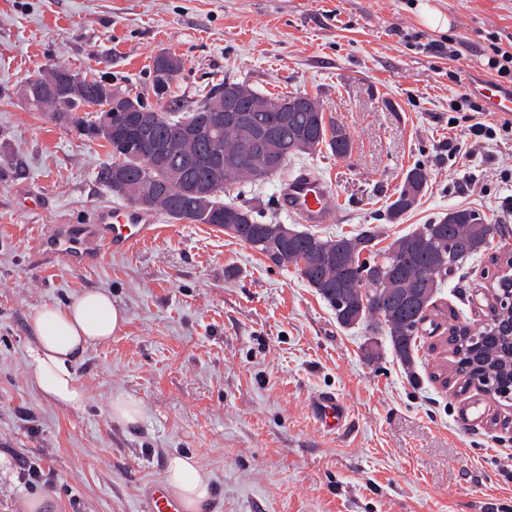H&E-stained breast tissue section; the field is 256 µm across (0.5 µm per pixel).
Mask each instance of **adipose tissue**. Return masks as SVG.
<instances>
[{
	"mask_svg": "<svg viewBox=\"0 0 512 512\" xmlns=\"http://www.w3.org/2000/svg\"><path fill=\"white\" fill-rule=\"evenodd\" d=\"M125 321V311L111 293L99 290L84 292L61 306L37 310L30 319L36 344L29 367L39 391L64 407L82 409L85 396L75 361L89 346L111 339ZM166 480L186 512H196L209 496L208 478L192 457H172Z\"/></svg>",
	"mask_w": 512,
	"mask_h": 512,
	"instance_id": "adipose-tissue-1",
	"label": "adipose tissue"
}]
</instances>
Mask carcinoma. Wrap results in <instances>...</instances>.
Wrapping results in <instances>:
<instances>
[{
  "instance_id": "1",
  "label": "carcinoma",
  "mask_w": 512,
  "mask_h": 512,
  "mask_svg": "<svg viewBox=\"0 0 512 512\" xmlns=\"http://www.w3.org/2000/svg\"><path fill=\"white\" fill-rule=\"evenodd\" d=\"M84 97L92 98L97 89L95 76L72 72ZM47 107L52 116L79 131L90 121L78 112L72 100L60 102L49 91L36 102ZM155 133L163 141L179 143L166 167L151 170L144 166L127 168L128 185L143 192L161 185L165 194L155 206L175 220L209 224L220 230L234 229L233 237L260 252L276 266L292 265L301 278L314 288L329 305L342 327L377 323L389 337L396 358L409 374L415 373V347L419 323L427 318L429 307L448 269V256L456 268L467 265L474 257L488 251L491 227L487 220L470 209H452L447 214L414 231L399 236L377 261H360L363 251L372 247L377 230L367 227L361 232L336 237L320 236L306 230L283 242L285 225L259 222L252 211L224 200V187L248 181L247 173L227 165L212 166L208 146L185 139L173 112L158 113ZM262 127L278 129L271 143L279 165L300 153L316 150L320 145L341 156L351 148L346 132L325 120L322 112H290L283 123L281 112H259ZM136 136L129 121L112 130L111 148H117ZM252 136L245 127L229 126L221 132V150L230 159L237 155ZM427 184V173L420 167L409 170L403 185L390 204L395 218L409 210ZM512 310L507 306L491 311L484 325L473 329L466 324L448 328L449 349L456 357L454 374L463 376L460 389L474 387L498 398L512 400V334L509 322Z\"/></svg>"
}]
</instances>
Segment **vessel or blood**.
Returning a JSON list of instances; mask_svg holds the SVG:
<instances>
[{"instance_id": "1", "label": "vessel or blood", "mask_w": 512, "mask_h": 512, "mask_svg": "<svg viewBox=\"0 0 512 512\" xmlns=\"http://www.w3.org/2000/svg\"><path fill=\"white\" fill-rule=\"evenodd\" d=\"M470 91L489 111L504 115L512 112V91L499 88L487 81H474ZM330 184L315 175L301 173L287 178L281 187L280 198L284 210L303 224H330L335 212L329 204ZM96 228L95 248L98 253L127 252L147 240L156 231L154 215L145 209L129 206L121 214H113L111 207L103 206L94 212ZM50 250L73 263L83 262L86 244L77 234L58 236L49 243ZM313 416L327 430H335L348 417L343 401L335 394L322 393L312 402ZM148 512H182L180 500L163 484L150 487L146 497Z\"/></svg>"}]
</instances>
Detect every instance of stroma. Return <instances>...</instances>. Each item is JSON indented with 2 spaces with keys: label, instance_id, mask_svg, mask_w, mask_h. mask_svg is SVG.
<instances>
[{
  "label": "stroma",
  "instance_id": "35a3bbf8",
  "mask_svg": "<svg viewBox=\"0 0 512 512\" xmlns=\"http://www.w3.org/2000/svg\"><path fill=\"white\" fill-rule=\"evenodd\" d=\"M423 1L447 30L423 24ZM496 46L512 51V0H0V512L33 498L43 512H144L175 454L207 475L198 512H512V401L438 378L455 369L446 330L486 322L493 257L512 248V133L468 157L446 148L449 105L489 77ZM162 51L184 62L163 97L151 74ZM57 67L109 77L164 112L227 80L317 97L351 151L323 147L229 186L225 199L260 220L294 224L280 184L309 171L332 188L335 221L317 226L322 236L370 225L382 251L451 209L494 224L492 251L435 296L438 326L418 341L416 379L384 332L340 327L294 267L215 227L159 211L161 233L135 250L80 266L47 255L40 242L59 225L87 231L97 207L124 205L99 179L107 144L26 97V78ZM417 165L422 198L389 219ZM97 289L127 321L79 358L86 404L66 409L30 377V316ZM325 392L349 411L333 432L310 413ZM128 397L142 410L133 425L110 412ZM23 460L47 484H25Z\"/></svg>",
  "mask_w": 512,
  "mask_h": 512
}]
</instances>
